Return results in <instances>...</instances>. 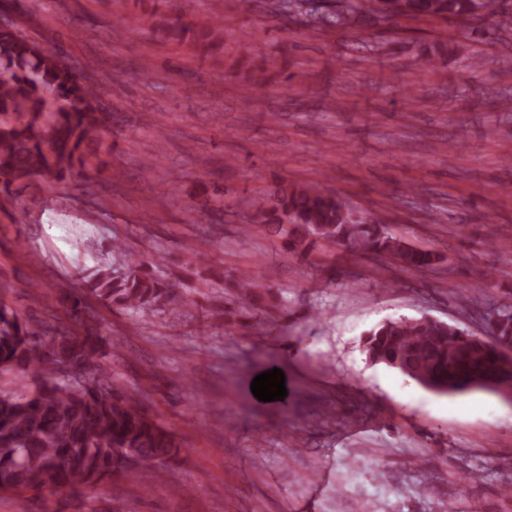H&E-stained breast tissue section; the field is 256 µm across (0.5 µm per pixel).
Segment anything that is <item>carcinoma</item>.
I'll return each mask as SVG.
<instances>
[{"instance_id":"obj_1","label":"carcinoma","mask_w":512,"mask_h":512,"mask_svg":"<svg viewBox=\"0 0 512 512\" xmlns=\"http://www.w3.org/2000/svg\"><path fill=\"white\" fill-rule=\"evenodd\" d=\"M318 23L346 27L367 12L396 26L402 20H441L477 25L499 12L500 0H312ZM220 13L186 21L174 13L147 15L152 27L208 55L223 42ZM464 44L435 39L421 60L432 66L458 54ZM98 87L58 52L15 30H0V196L11 198L37 182L52 187L84 169L90 147L102 134ZM260 224L286 236L288 249L303 253L322 240L364 255H387L402 266L427 269L438 261L431 251L411 250L382 222L367 220L324 185L280 183L270 189ZM111 253L117 265L82 270L86 292L110 309L142 317L176 311L183 303L181 280L163 270L164 258H146L117 239ZM273 285L245 273L225 288V302L243 300L259 313ZM493 334L512 345V310L498 313ZM368 357L400 371L441 394L464 393L473 383L512 388V367L499 348L464 331L427 318L390 320L367 332ZM90 338L72 335L51 314L34 325L0 305V375L15 367L64 360L90 373L70 382L51 371L35 394L0 392V492L55 493L62 485L77 490L114 475L125 454L142 463L177 455L171 432L141 407L138 395L121 392L96 366Z\"/></svg>"}]
</instances>
